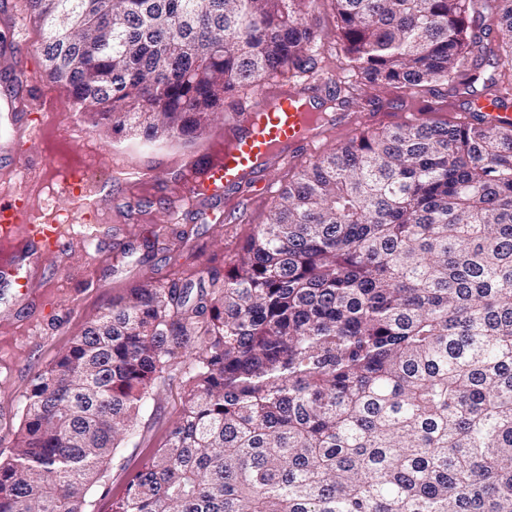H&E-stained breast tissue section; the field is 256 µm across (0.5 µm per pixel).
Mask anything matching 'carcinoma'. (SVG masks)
I'll use <instances>...</instances> for the list:
<instances>
[{"mask_svg": "<svg viewBox=\"0 0 512 512\" xmlns=\"http://www.w3.org/2000/svg\"><path fill=\"white\" fill-rule=\"evenodd\" d=\"M316 0H28L43 71L116 134L191 138L313 69ZM347 76L458 77L466 0H333ZM512 48V0H492ZM512 512V124L419 118L318 156L232 265L129 290L34 375L0 512ZM182 397V384L177 377L163 392L147 402L139 425L117 449L107 473L106 485L94 487L91 491L93 512H111L112 499L125 492L129 476L141 460L151 455L164 441L174 426L182 409Z\"/></svg>", "mask_w": 512, "mask_h": 512, "instance_id": "obj_1", "label": "carcinoma"}]
</instances>
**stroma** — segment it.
Returning a JSON list of instances; mask_svg holds the SVG:
<instances>
[{
  "label": "stroma",
  "mask_w": 512,
  "mask_h": 512,
  "mask_svg": "<svg viewBox=\"0 0 512 512\" xmlns=\"http://www.w3.org/2000/svg\"><path fill=\"white\" fill-rule=\"evenodd\" d=\"M5 8L23 30L18 56L31 77L30 92L43 106L40 126L44 136L38 150L54 155L55 164L41 176L11 177L10 158H0V198L23 192L41 211L53 219L57 211L68 209L69 200L61 188L78 164L86 165L102 181L112 178L116 159L150 172L144 194L152 201L140 220L131 217L132 194L112 199V207L100 212L98 221L110 225L111 237L85 242L78 235L69 238L65 257L41 258L34 268L39 287L33 298H18L0 288V451L11 448L21 421V409L34 375L54 361L72 338L100 316L116 297L146 280L166 281L189 270L230 266L252 225L266 223L279 202L280 190L288 186L315 159L302 151L288 162L268 172L271 189L261 195L242 191V203L232 218L223 207L213 209L203 222L171 223L159 201L168 197L169 172L185 168L191 160L202 159L213 138L224 132L226 121L241 104L262 100L278 87V80L261 87L246 88L224 100V116L211 122L189 141L160 137L151 141L133 134L113 133L111 126L95 123L89 113L78 111L67 91L43 73L40 51L43 32L30 16L26 0H6ZM318 71L341 70L342 42L336 32L331 0H318L315 10ZM354 89L342 109L361 112L363 127H342L325 141L332 150L348 141L360 129L381 131L423 114L431 122L454 121L467 116L465 98L469 88L437 82L418 94H409L398 85L377 86L354 77ZM183 403L180 380L147 402L139 425L126 436L111 463L105 485L93 488V512H111L113 498L121 496L129 476L141 460L164 441L178 419Z\"/></svg>",
  "instance_id": "35a3bbf8"
}]
</instances>
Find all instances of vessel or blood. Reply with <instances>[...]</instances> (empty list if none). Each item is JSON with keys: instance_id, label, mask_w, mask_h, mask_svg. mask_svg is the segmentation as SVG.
I'll return each instance as SVG.
<instances>
[{"instance_id": "obj_1", "label": "vessel or blood", "mask_w": 512, "mask_h": 512, "mask_svg": "<svg viewBox=\"0 0 512 512\" xmlns=\"http://www.w3.org/2000/svg\"><path fill=\"white\" fill-rule=\"evenodd\" d=\"M0 70L9 71L12 83L0 88V102L13 112L17 135L0 145L17 167H26L38 154L31 125L21 97L13 93L14 85L23 83L25 71L14 53L0 54ZM316 92L311 87L282 85L261 102L241 107L230 123L223 140L216 145L209 162L197 166L190 181L189 197L198 216L208 214L211 206L233 203L240 191L249 189L264 193L268 184L267 171L291 159L298 151L316 149L325 136L314 103ZM471 109L484 123H512V105L501 108L493 97L474 99ZM100 186L88 179L68 182L65 194L72 206L65 219L81 223L87 211L99 202ZM0 236L11 239L6 254L0 255V280L13 288L18 297L26 299L32 293L33 279L28 270L46 252L59 253L65 237L62 225L39 224L21 198L0 201Z\"/></svg>"}]
</instances>
